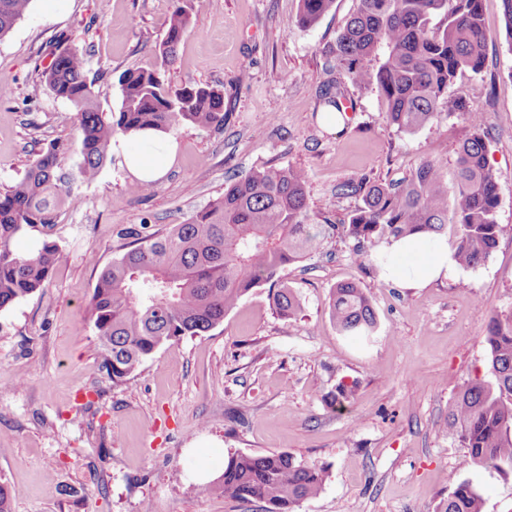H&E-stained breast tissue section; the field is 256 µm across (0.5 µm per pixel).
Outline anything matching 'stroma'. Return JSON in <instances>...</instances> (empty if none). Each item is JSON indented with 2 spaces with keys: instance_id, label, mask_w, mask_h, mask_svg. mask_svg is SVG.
Wrapping results in <instances>:
<instances>
[{
  "instance_id": "stroma-1",
  "label": "stroma",
  "mask_w": 512,
  "mask_h": 512,
  "mask_svg": "<svg viewBox=\"0 0 512 512\" xmlns=\"http://www.w3.org/2000/svg\"><path fill=\"white\" fill-rule=\"evenodd\" d=\"M357 4L336 0L302 28L298 0H32L0 38V81L11 88L0 99L2 193L50 144L65 148L67 169L81 161L72 106L38 88L58 39L111 85L104 111L116 110L125 71L161 65L172 87L220 90L226 112L219 127L173 129V165L148 191L110 148L97 178L73 183L50 224L14 239L21 251L55 241L59 259L46 288L0 312V475L20 490L12 512H265L264 503L205 491V475L221 473L235 452H287L327 467L321 493L295 512H437L464 481L483 512H512V473L461 468L448 420L461 386L487 376L490 317L512 309V41L502 0H482L484 69L448 87L488 115L496 219L507 232L484 263L399 288L339 234L282 273L302 302L298 319L278 316L259 288L218 327L162 346L136 376L115 384L96 370L90 297L101 270L127 251L128 231L165 233L260 166L305 171L312 224L348 223L361 204L339 194L349 181H397L425 159L453 178L470 132L463 113L442 110L403 133L387 124L376 87H352L348 124L321 126L326 50ZM177 6L192 23L165 66L159 45ZM345 280L372 300L370 337L342 335L329 319L330 291ZM341 382L355 394L338 412L328 396Z\"/></svg>"
}]
</instances>
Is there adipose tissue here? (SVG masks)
<instances>
[{"instance_id":"1","label":"adipose tissue","mask_w":512,"mask_h":512,"mask_svg":"<svg viewBox=\"0 0 512 512\" xmlns=\"http://www.w3.org/2000/svg\"><path fill=\"white\" fill-rule=\"evenodd\" d=\"M138 149L125 150L124 160L130 174L142 183H155L168 172L175 157L172 134L148 129L136 132ZM387 261L382 266L386 281L401 288H423L448 278L457 265L448 241L438 236L426 239L409 236L385 248Z\"/></svg>"}]
</instances>
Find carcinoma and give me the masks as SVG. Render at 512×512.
Wrapping results in <instances>:
<instances>
[{"label": "carcinoma", "mask_w": 512, "mask_h": 512, "mask_svg": "<svg viewBox=\"0 0 512 512\" xmlns=\"http://www.w3.org/2000/svg\"><path fill=\"white\" fill-rule=\"evenodd\" d=\"M32 0H0V37L29 10ZM335 0H299L296 22L317 25ZM481 0H358L354 14L336 34L328 58L336 69V87L320 91L326 112L348 121L341 86L376 84L388 102L386 119L399 132L429 124L438 109L465 112L470 133L457 146L455 181L448 183L431 160L421 161L403 182L372 184L367 179L339 186L342 195L362 196L347 224H309L307 177L294 167L252 169L224 189V196L161 235L141 236L100 272L90 299V318L98 340L97 370L119 383L137 374L163 345L206 332L224 321L242 297L269 286L268 300L281 317L295 320L301 302L280 273L288 265L318 253L336 233L354 241L353 254L375 261L371 248L414 234L448 232L458 265L474 268L495 250L505 226L495 218L497 182L486 160V117L468 102L447 95L458 74H479L485 65ZM190 17L177 7L159 47L169 65L186 34ZM40 87L71 104L80 136L82 161L77 173L64 166L63 148L40 153L24 177L0 193V311L32 295L51 279L58 245L49 240L29 251L12 245L16 234L50 223L51 208L75 180H94L108 159L116 136L153 128L168 131L185 121L200 128L224 124L222 94L208 86L172 88L159 69L125 72L116 112L101 110V86L87 76V60L78 49L57 45L42 72ZM328 311L345 336H369L377 326L367 292L354 281L332 288ZM488 383H466L448 402V417L458 425L466 452L461 465L512 472V311L489 321ZM354 387L336 386L329 404L341 410ZM327 470L288 452L235 453L206 485L217 497L258 501L269 512H294L317 496ZM16 487L0 476V512H11ZM440 512H483L471 484L459 483L439 505Z\"/></svg>", "instance_id": "carcinoma-1"}]
</instances>
